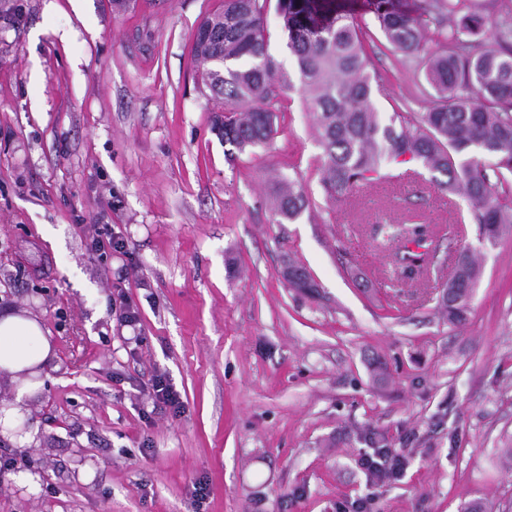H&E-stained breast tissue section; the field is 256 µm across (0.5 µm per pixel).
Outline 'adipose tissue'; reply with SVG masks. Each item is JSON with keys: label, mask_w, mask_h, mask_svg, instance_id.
Masks as SVG:
<instances>
[{"label": "adipose tissue", "mask_w": 512, "mask_h": 512, "mask_svg": "<svg viewBox=\"0 0 512 512\" xmlns=\"http://www.w3.org/2000/svg\"><path fill=\"white\" fill-rule=\"evenodd\" d=\"M51 358V344L37 319L12 310L0 312V380L13 385L16 394L14 405L0 408V431L14 430L23 414L24 403L35 395L40 385L35 378L17 381V374Z\"/></svg>", "instance_id": "adipose-tissue-1"}]
</instances>
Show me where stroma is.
I'll use <instances>...</instances> for the list:
<instances>
[{"label":"stroma","mask_w":512,"mask_h":512,"mask_svg":"<svg viewBox=\"0 0 512 512\" xmlns=\"http://www.w3.org/2000/svg\"><path fill=\"white\" fill-rule=\"evenodd\" d=\"M220 5L0 0V305L54 352L25 412L34 442L0 450V512H349L370 430L410 462L376 512H512V231L483 247L428 172L327 200L297 89L270 145L233 151L191 55ZM367 52L383 116L422 111L420 59L377 32ZM276 173L305 180L294 222L275 221ZM407 211L434 258L401 282L382 229ZM104 226L120 250H94ZM467 246L483 272L453 325L438 301ZM291 260L315 294L288 286ZM159 374L180 413L154 409Z\"/></svg>","instance_id":"obj_1"}]
</instances>
